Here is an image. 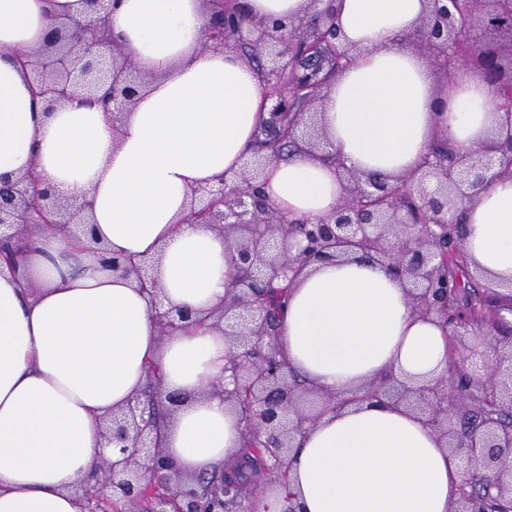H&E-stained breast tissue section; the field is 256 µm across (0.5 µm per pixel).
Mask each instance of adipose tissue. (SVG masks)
Masks as SVG:
<instances>
[{
    "mask_svg": "<svg viewBox=\"0 0 512 512\" xmlns=\"http://www.w3.org/2000/svg\"><path fill=\"white\" fill-rule=\"evenodd\" d=\"M425 0H336L343 36L362 55L324 100L330 142L345 165L403 176L430 146L477 149L503 109L469 69L440 90L437 72L400 37ZM81 0H0V174L36 169L72 201L92 204L96 234L114 253L161 254L165 305L204 314L236 279L224 238L182 218L192 187L239 171L271 101L238 51L199 49L204 0H120L113 36L155 80L109 117L65 105L48 113L16 54L37 47L52 16L81 14ZM265 193L285 220L329 216L342 193L333 165L306 149L270 166ZM465 248L484 282L512 281V177L464 207ZM21 279L0 266V512H80L73 486L100 449L98 421L146 388L148 364L183 401L164 447L194 477L220 475L243 428L224 401L234 384L229 345L211 321L160 335L134 275L102 271L54 232L34 237ZM278 348L310 386L349 403L310 426L290 483L302 512H448L463 478L458 455L429 426L386 401L356 393L395 377L448 368L444 329L413 311L403 283L362 255L312 264L290 291Z\"/></svg>",
    "mask_w": 512,
    "mask_h": 512,
    "instance_id": "obj_1",
    "label": "adipose tissue"
}]
</instances>
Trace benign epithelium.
Instances as JSON below:
<instances>
[{"label":"benign epithelium","mask_w":512,"mask_h":512,"mask_svg":"<svg viewBox=\"0 0 512 512\" xmlns=\"http://www.w3.org/2000/svg\"><path fill=\"white\" fill-rule=\"evenodd\" d=\"M209 13L202 27L201 45L244 49L246 60L267 58L262 67L270 85L271 119L263 131L279 130L280 118L290 117L291 133L285 146L303 145L325 161L342 167L339 156L319 127L316 106L338 68L351 65L361 52L347 44L337 25L334 0H316V14L298 17L274 28L264 19L238 8L242 20L229 27L222 0H206ZM502 0H427L425 13L410 44L444 75L450 86L459 66L476 65L495 89L496 100L506 112L490 142L460 153L437 144L421 166L408 176L361 175L343 170L345 192L336 209L316 222L285 223L277 208L255 190L267 165L276 158L255 151L231 180L217 187L191 190L186 221L207 224L224 235L227 250L240 275L224 306L208 317L224 328L230 343L225 369L234 389L224 400L240 416L244 434L258 443L264 469L272 475L247 501L243 512H267L265 502L274 498L278 512H300L295 495L282 493L289 478L291 455L297 438L328 411L345 404L334 393H318L319 404L306 405V391L295 383L277 348L279 314L261 303L263 287L272 281L293 285L301 272L319 259H334L349 252H363L388 273L405 281L417 315L429 320L437 315L448 321V269L451 253L467 257L465 225L458 205L472 199L484 184L512 176V62L477 41L482 28L495 29ZM84 16L56 20L42 46L20 55L22 68L34 85L55 86L46 100V111L64 104L96 108L109 115L119 131L124 112L136 103L152 80L135 59L112 38L106 0H83ZM301 86L300 105L291 107L284 78ZM36 175L0 177V227L14 228L8 236L25 238L52 227L69 235L77 229L88 239L87 251L103 269L131 272L149 296V306L160 333L166 335L181 323L196 319L183 306H164L157 261L143 259L131 266L96 238L91 203L79 205L60 197L56 190L37 197ZM504 319L482 331L494 352L508 350L484 365L475 377L463 370L468 346L462 337L470 328L453 329L459 355L453 370L421 385L387 379L369 387L377 397L402 405L425 418L441 447L463 455L466 474L484 478L483 493L491 498H512V425L497 414L512 413V333ZM151 394L135 397L103 420L101 450L92 475L94 482L74 489L82 512H101L121 504L126 512H224L223 489L212 484L203 493L205 480L183 476L162 446L160 428L179 399L162 388L159 367L148 370Z\"/></svg>","instance_id":"benign-epithelium-1"}]
</instances>
